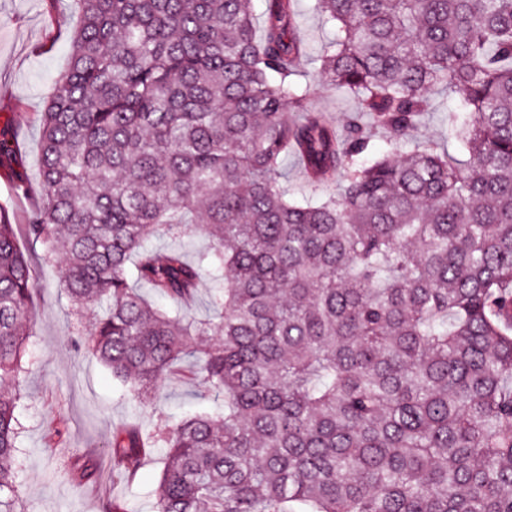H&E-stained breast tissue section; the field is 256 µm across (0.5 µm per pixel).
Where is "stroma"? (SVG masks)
Listing matches in <instances>:
<instances>
[{
	"label": "stroma",
	"instance_id": "stroma-1",
	"mask_svg": "<svg viewBox=\"0 0 512 512\" xmlns=\"http://www.w3.org/2000/svg\"><path fill=\"white\" fill-rule=\"evenodd\" d=\"M79 23L77 0H0V128L9 127L21 160L19 181L0 178V203L19 225V244L31 262L38 286L32 302L31 334L25 342L18 381H0V391H20L17 412L21 473L18 494L26 512H105L112 497L130 501L134 512H155L158 476L166 448L154 449L136 482L125 485L112 474L107 446L113 428L135 421L151 428L158 418L180 420L201 411L223 414L224 401L199 383L171 379L144 403L131 402L111 372L88 351H75L71 339L88 334L91 311L75 316L59 286L58 263L41 258V247L22 232L38 199L39 114L56 78L69 63L71 36ZM316 60L305 62L304 83L311 105L344 127L357 112L353 94L318 83ZM59 431L57 444L46 436ZM95 459L98 482L78 483L69 471L79 459Z\"/></svg>",
	"mask_w": 512,
	"mask_h": 512
}]
</instances>
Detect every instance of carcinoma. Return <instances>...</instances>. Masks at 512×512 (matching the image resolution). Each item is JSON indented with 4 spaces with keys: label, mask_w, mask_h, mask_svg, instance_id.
Listing matches in <instances>:
<instances>
[{
    "label": "carcinoma",
    "mask_w": 512,
    "mask_h": 512,
    "mask_svg": "<svg viewBox=\"0 0 512 512\" xmlns=\"http://www.w3.org/2000/svg\"><path fill=\"white\" fill-rule=\"evenodd\" d=\"M79 3L26 234L96 312L74 346L129 395L187 362L224 397L220 418L117 429L112 472L169 448L156 512H512V0H317L320 77L360 105L342 136L297 81L294 0H263L259 32L251 0ZM440 89L460 158L416 138ZM365 116L398 159L358 162ZM290 153L338 192L289 196ZM206 276L212 317L155 303ZM35 291L0 205L1 380ZM18 400L0 393V512H26Z\"/></svg>",
    "instance_id": "carcinoma-1"
}]
</instances>
